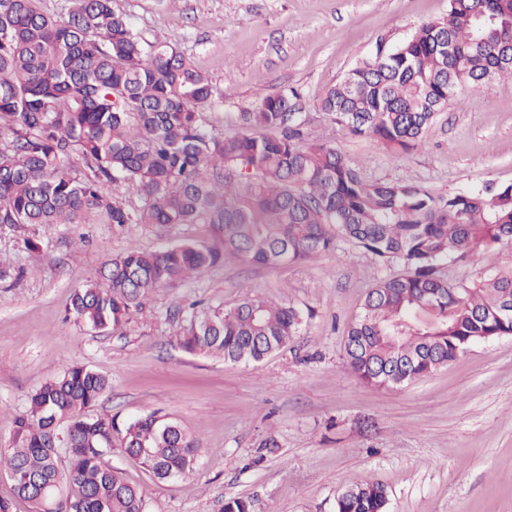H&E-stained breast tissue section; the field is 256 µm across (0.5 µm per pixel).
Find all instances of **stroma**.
Masks as SVG:
<instances>
[{
  "mask_svg": "<svg viewBox=\"0 0 512 512\" xmlns=\"http://www.w3.org/2000/svg\"><path fill=\"white\" fill-rule=\"evenodd\" d=\"M148 41L176 46L220 97L216 131L267 94L297 89L311 136L333 140L369 181L434 194L512 183V79L457 94L399 155L331 124L318 104L350 69L447 16L448 0H114ZM208 244L206 224H0V447L29 395L74 364L112 385L95 411H156L201 443L189 478L160 482L122 449L107 462L143 487L147 512H221L230 499L255 512H336L346 488L375 480L385 512H512V336L472 345L447 366L398 388L369 386L347 368L344 340L366 292L398 265L355 244L294 265L236 260L148 294L124 334L86 329L67 308L74 289L112 255ZM512 265L497 248L448 262V280L477 281ZM304 309L288 347L257 365L195 355L179 336L191 315L243 293Z\"/></svg>",
  "mask_w": 512,
  "mask_h": 512,
  "instance_id": "stroma-1",
  "label": "stroma"
}]
</instances>
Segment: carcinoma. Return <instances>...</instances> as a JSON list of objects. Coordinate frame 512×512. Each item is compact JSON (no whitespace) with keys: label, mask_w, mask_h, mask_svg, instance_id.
I'll return each mask as SVG.
<instances>
[{"label":"carcinoma","mask_w":512,"mask_h":512,"mask_svg":"<svg viewBox=\"0 0 512 512\" xmlns=\"http://www.w3.org/2000/svg\"><path fill=\"white\" fill-rule=\"evenodd\" d=\"M68 18L41 0H0V224H209L215 243L108 260L102 281L74 290L68 314L124 333L142 299L229 259L304 262L345 239L402 269L367 292L344 342L350 371L376 387L426 377L473 343L512 335V266L469 285L450 259L512 245V184L438 196L410 183L367 181L326 138L304 133L301 96H265L240 113L246 131L217 133L202 109L215 89L176 47L142 40L112 0H70ZM512 0H448V17L349 70L320 102L353 136L407 152L442 107L487 70L512 78ZM76 154L83 168L68 159ZM124 188L132 205L110 188ZM300 309L261 295L195 316L180 338L191 353L259 363L288 346ZM111 387L73 365L28 397L0 467L14 496L44 512H146L142 488L105 462L122 448L160 481L189 477L199 439L157 412L94 413ZM374 480L342 492L337 512H384Z\"/></svg>","instance_id":"obj_1"}]
</instances>
